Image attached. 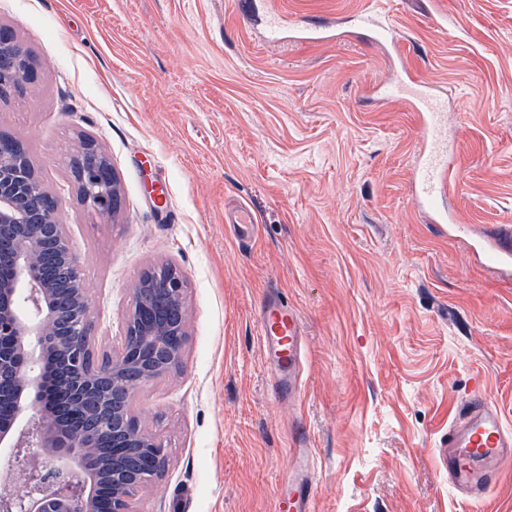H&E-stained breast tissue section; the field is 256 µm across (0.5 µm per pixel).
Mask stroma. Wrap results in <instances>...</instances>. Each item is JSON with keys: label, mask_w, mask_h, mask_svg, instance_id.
<instances>
[{"label": "stroma", "mask_w": 512, "mask_h": 512, "mask_svg": "<svg viewBox=\"0 0 512 512\" xmlns=\"http://www.w3.org/2000/svg\"><path fill=\"white\" fill-rule=\"evenodd\" d=\"M374 5L401 54L358 23ZM309 23L332 40L298 38ZM0 26L37 70L0 131L59 199L96 351L120 349L143 270L187 281L181 366L130 405L166 455L135 512H278L302 444L313 512H469L436 448L477 391L512 426V276L470 248L512 225V0H0ZM402 69L448 99L452 230L412 200L417 112L377 99ZM87 135L121 182L107 218L72 173ZM238 204L259 213L246 243L224 221ZM271 294L308 353L280 403L257 325Z\"/></svg>", "instance_id": "obj_1"}]
</instances>
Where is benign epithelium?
I'll list each match as a JSON object with an SVG mask.
<instances>
[{
  "label": "benign epithelium",
  "instance_id": "benign-epithelium-1",
  "mask_svg": "<svg viewBox=\"0 0 512 512\" xmlns=\"http://www.w3.org/2000/svg\"><path fill=\"white\" fill-rule=\"evenodd\" d=\"M19 75H30L29 60L4 34L0 96ZM76 181L98 214L119 210L121 183L106 155ZM46 194L23 142L0 133V447L14 459L0 474V512H133L147 474L166 457L130 412L106 414L104 389L129 403L141 384L179 368L189 335L186 281L168 263L142 274L125 318L132 340L90 367L87 290L58 201L39 203ZM48 263L59 266L62 283L46 279ZM108 432L110 462L96 448Z\"/></svg>",
  "mask_w": 512,
  "mask_h": 512
}]
</instances>
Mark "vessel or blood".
<instances>
[{
	"label": "vessel or blood",
	"mask_w": 512,
	"mask_h": 512,
	"mask_svg": "<svg viewBox=\"0 0 512 512\" xmlns=\"http://www.w3.org/2000/svg\"><path fill=\"white\" fill-rule=\"evenodd\" d=\"M391 95L406 101L421 115L424 149L413 164V201L428 223L444 224L448 212L439 204L451 187L452 158L445 146L447 101L429 82L405 75L394 80ZM480 247L487 266L496 273H512V229L485 236ZM261 343L275 371L273 393L282 401L301 387L304 337L295 310L274 297L267 298L258 313ZM448 481L471 505L481 504L498 486L504 467L512 465V429L507 428L497 406L483 394H475L448 424L437 450ZM312 451H305L288 482L290 512H312Z\"/></svg>",
	"instance_id": "vessel-or-blood-1"
}]
</instances>
